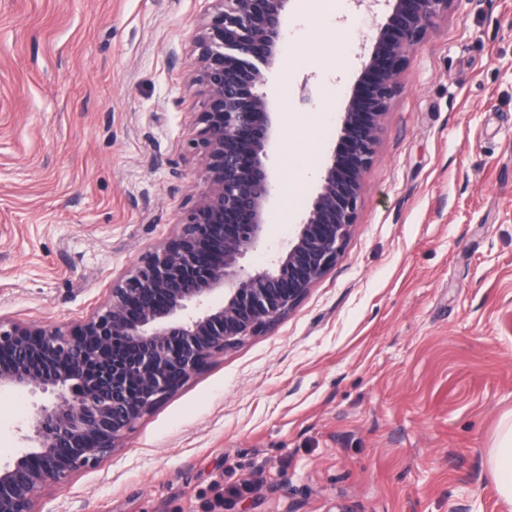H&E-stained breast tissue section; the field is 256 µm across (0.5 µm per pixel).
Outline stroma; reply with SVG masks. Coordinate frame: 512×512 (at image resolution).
I'll use <instances>...</instances> for the list:
<instances>
[{
	"label": "stroma",
	"mask_w": 512,
	"mask_h": 512,
	"mask_svg": "<svg viewBox=\"0 0 512 512\" xmlns=\"http://www.w3.org/2000/svg\"><path fill=\"white\" fill-rule=\"evenodd\" d=\"M212 0H0V316L65 328L167 243L208 187L184 164ZM389 9L287 0L261 93L315 113L319 191ZM267 247V249H268ZM267 249L243 263L265 266ZM35 396L0 393V463ZM512 412V0H451L409 53L343 253L274 328L218 355L38 512H512L487 458Z\"/></svg>",
	"instance_id": "35a3bbf8"
}]
</instances>
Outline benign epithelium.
Wrapping results in <instances>:
<instances>
[{
  "label": "benign epithelium",
  "mask_w": 512,
  "mask_h": 512,
  "mask_svg": "<svg viewBox=\"0 0 512 512\" xmlns=\"http://www.w3.org/2000/svg\"><path fill=\"white\" fill-rule=\"evenodd\" d=\"M213 2L193 79L204 96L200 129L189 141L209 190L170 241L67 330L0 316V391L53 396L22 436L29 450L0 466V512H36L44 487L112 455L135 421L213 357L274 326L336 264L406 54L451 0H385L391 10L363 65L364 91L341 121L350 152L329 156L296 234L259 269L241 260L266 243L275 190L266 147L277 128L256 88L280 52L288 0Z\"/></svg>",
  "instance_id": "1"
}]
</instances>
